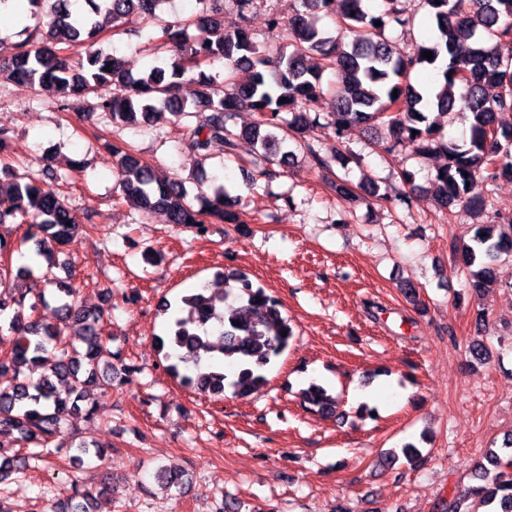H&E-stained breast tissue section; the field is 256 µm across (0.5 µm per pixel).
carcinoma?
Masks as SVG:
<instances>
[{"mask_svg":"<svg viewBox=\"0 0 512 512\" xmlns=\"http://www.w3.org/2000/svg\"><path fill=\"white\" fill-rule=\"evenodd\" d=\"M35 24L18 32L21 40L0 74L16 83L38 85L51 94L60 109L72 97L95 98L92 109L115 125L151 122L156 104L171 109L181 119L196 118L187 148L200 155L216 145L224 154L236 150V138L246 137L258 147L265 164L262 174L273 178L274 165L288 161L277 156L276 146L289 139L306 151L320 169H331L332 158L320 154L311 142L318 128L330 130L336 140L352 126L382 127L386 137L370 143L373 151L396 157L405 149L416 155L439 154L445 163L432 178L441 208L464 203L477 211L491 205V190L471 195L480 179L492 186L512 180V0H422L433 17L437 36L432 44L409 50L398 48L387 30L407 28L413 21L401 0H379L366 10L362 0H300L304 11L288 21V49L272 59L255 42L246 25L254 0H235L239 20L225 19V0H197L201 8L186 19L162 20L158 11L167 0H84L88 10L71 9L72 0H53L48 21L41 20L44 0H28ZM339 14L340 27L354 35L349 46L316 26L310 12ZM148 14L161 20L160 38L173 48L166 67H154L135 77L115 54L96 47L107 28H120L133 16ZM381 25H375V22ZM197 35L189 37V28ZM81 47L84 55L72 63L62 51ZM429 51L433 58L423 57ZM448 57L443 86L427 96L410 83L411 72L435 65ZM224 63L230 71L245 69L250 78L224 87L205 67ZM336 81L325 86V71ZM335 97L332 112L321 110L325 91ZM397 97H392L393 91ZM285 102H280V99ZM248 112L252 120L241 126L236 119ZM458 114L468 125V137L447 142L441 118ZM417 134H412V131ZM113 173L123 198L145 211L167 214L169 223L195 229L203 235L211 224H235L237 198L221 184L213 196L189 198L175 177L160 174L144 162L130 145H108ZM415 173L402 167L399 184L374 185L372 199L410 206ZM331 190L348 203L362 198L345 179L331 182ZM31 224L23 241H32L47 272L34 276L24 266L12 271L14 246L0 236V315L11 314L8 328L0 327V341L11 344L10 363L0 361V433L17 432L27 450L8 454L0 449V484L23 473L33 461L78 450L76 460H102L112 448L69 433L71 419L97 416L88 387L112 386V351L99 332L103 309H86L77 301L79 289L52 274L55 254L83 227L57 191L43 179L21 183L11 179L7 166L0 168V226ZM512 255V217L501 224H478L470 241L455 249L458 263L476 268L470 291L479 294L496 285L493 261ZM58 292L56 322L35 317L44 301L45 287ZM281 304L245 274L218 275V284H205L184 295L176 304L165 302L166 339L160 349L170 361L167 370L205 397H223L231 388L241 398L260 391L268 382L274 358L293 337ZM50 373L36 379L31 373L48 358ZM303 401L323 414L336 411V397L326 387L312 383L302 390ZM507 457L490 451L472 468L475 483L467 494L478 498L486 512H512V440L505 444ZM112 485L76 484L72 493L51 506L52 512H89L84 503L109 496Z\"/></svg>","mask_w":512,"mask_h":512,"instance_id":"1","label":"carcinoma"}]
</instances>
